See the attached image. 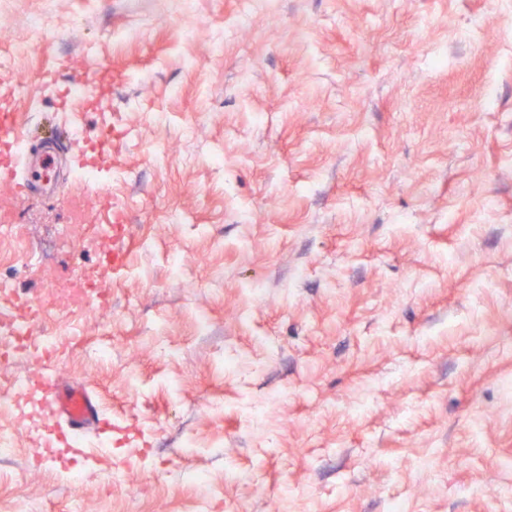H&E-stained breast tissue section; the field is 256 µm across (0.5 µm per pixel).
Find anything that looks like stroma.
Instances as JSON below:
<instances>
[{"mask_svg": "<svg viewBox=\"0 0 512 512\" xmlns=\"http://www.w3.org/2000/svg\"><path fill=\"white\" fill-rule=\"evenodd\" d=\"M241 5L56 0L0 70L44 138L97 123L60 111L45 75L66 85L88 42L108 67L111 206L74 223L70 180L23 200L0 252L42 262L0 277L38 301L43 333L110 337L109 359L62 372L149 447L112 488L75 491L0 409L18 442L0 512L75 493L83 512H512V6L278 0L241 26ZM83 273L108 303L59 316Z\"/></svg>", "mask_w": 512, "mask_h": 512, "instance_id": "35a3bbf8", "label": "stroma"}]
</instances>
